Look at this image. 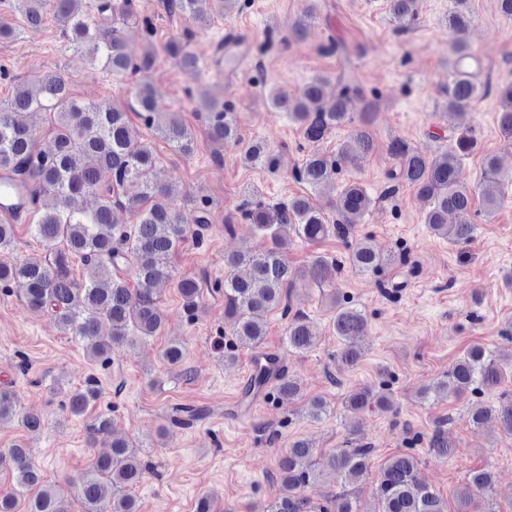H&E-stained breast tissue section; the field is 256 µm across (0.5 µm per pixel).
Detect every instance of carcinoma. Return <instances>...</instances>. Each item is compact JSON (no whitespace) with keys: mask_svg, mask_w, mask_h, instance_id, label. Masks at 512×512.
Segmentation results:
<instances>
[{"mask_svg":"<svg viewBox=\"0 0 512 512\" xmlns=\"http://www.w3.org/2000/svg\"><path fill=\"white\" fill-rule=\"evenodd\" d=\"M82 0H15L31 30L42 28L50 15L60 25L70 42L84 53L90 65L117 77H128L152 68L151 52L134 58L130 41L152 36L147 21L133 27V0H98L97 15L79 9ZM179 14L205 26L211 13L224 11L233 0H170ZM467 0H455L448 13L447 27L452 36L448 73V114L460 118L452 125L448 150L429 158L396 139L390 146L398 161V170L390 179L416 188L419 196L429 201L425 223L431 232L451 243H465L474 236L475 225L464 220L448 223V215L470 212L474 190L458 180L462 162L478 147L473 126L463 121L466 110L479 95L490 88L481 87L475 74L458 73V60L469 54L467 46L471 20L465 12ZM389 9L400 31L416 20L419 0H389ZM165 51L177 58L184 73L196 74L199 61L189 43L173 39ZM327 80L315 78L295 94L281 90L268 92L269 108L288 112L310 140H320L338 127L351 126L352 144L336 152L308 156L295 170L296 178L313 189L332 182L343 168H357L372 149L369 132L373 102L365 103L359 119H354V100L360 89L341 80L336 82V95L325 94ZM501 112L498 123L501 134L512 142V84L498 89ZM136 112L145 125L168 141L174 150L188 153L192 149L193 132L179 112L158 111L152 90L137 86L124 103L104 101L84 103L75 99L67 81L59 73L47 71L31 83L16 86L11 99L0 103V172L15 177L28 190L35 208L28 229L41 244V259L24 260L13 265L0 263V282L17 288L29 308L53 315L61 329L73 339L85 343L90 357L106 359L115 347L132 345L161 334L164 313L154 295V287L173 277L170 258L175 255L188 234L212 223L211 213L201 210L189 217L169 206L175 193L170 185L153 178L156 156L151 146L141 141L139 131L131 123L128 112ZM197 111L204 113L209 137L217 142L239 147L244 160L254 167L269 171L281 165V155L267 145L245 140L238 132L234 113L224 103L203 99ZM49 115L53 146L38 149L30 117ZM503 177L494 159H489L479 193L486 212L491 214L502 201ZM93 196L96 206L90 211L75 209L71 204L79 198ZM373 204V198L356 181L345 183L336 197V218L329 220L311 198L294 197L288 203L269 205L248 199L245 218L253 224L266 246L249 253H233L224 257V314L233 320L232 335L237 344L259 348L266 336L268 312L290 300L302 274L288 262L287 249L291 237L318 242L330 236L347 238L358 218ZM116 210L135 217L131 225L113 220ZM80 260L85 267L81 284L72 277V263ZM348 263L361 274L379 272L391 263L363 236L350 247ZM124 265L131 269L137 287L112 271ZM341 269V263L317 255L309 265L307 276L321 284ZM185 306L198 308L202 288L195 278L178 281ZM333 325L341 341L339 360L345 366L355 365L363 355L361 337L367 330L365 313L346 302L334 308ZM315 340L313 327L301 312L293 315L286 330L288 349L303 352ZM185 347L173 341L161 351L162 360L178 367L184 359ZM504 381L502 365L484 348L473 346L458 358L445 379L432 386L436 395L459 398L468 392L494 391ZM275 391L282 398L299 394L298 381L279 370ZM95 381L69 398V409L82 415L98 397ZM347 408L360 412L370 405L391 406L390 398L363 387L351 391ZM499 423L502 435L512 438V395L504 392L498 407L492 411L478 408L471 414L477 425L489 416ZM17 415L13 394L0 389V423ZM434 455L448 460L454 455L448 434L437 428L429 438ZM372 448L347 443L327 454H319L307 441L289 445L280 461L283 493L276 497L267 512H356L353 507L355 487L369 475L368 459ZM418 460L411 453H400L387 460L376 478L374 506L367 512H447L445 501L417 477ZM148 465L139 450L127 440L112 441V448L94 456L91 470L83 482L78 499L81 512H138L136 501L127 489L142 480ZM336 479V492L315 503L304 494L307 488L321 483L324 472ZM24 492L32 491L29 512H71L70 503L57 488L42 486V478L31 449L16 445L0 453V473ZM493 476L483 467L470 471L469 477L456 491V512H479V503L489 497Z\"/></svg>","mask_w":512,"mask_h":512,"instance_id":"cac0c4a2","label":"carcinoma"}]
</instances>
